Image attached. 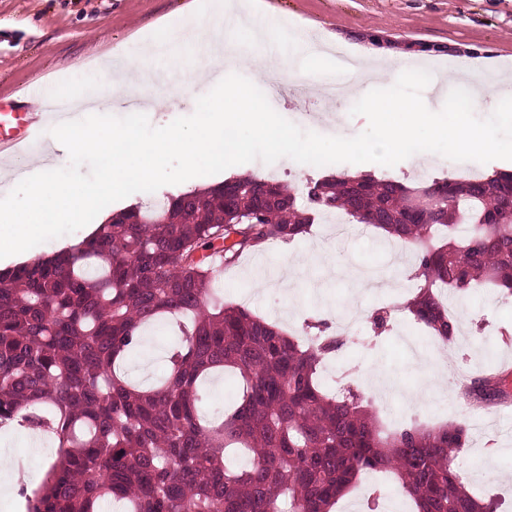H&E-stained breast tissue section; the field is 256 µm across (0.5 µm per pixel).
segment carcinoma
I'll return each instance as SVG.
<instances>
[{
  "label": "carcinoma",
  "instance_id": "cac0c4a2",
  "mask_svg": "<svg viewBox=\"0 0 512 512\" xmlns=\"http://www.w3.org/2000/svg\"><path fill=\"white\" fill-rule=\"evenodd\" d=\"M366 224L411 248L404 305L446 347L445 299L475 288L512 298V173L423 185L372 174L309 177L292 188L254 173L112 214L69 251L0 272V430L58 440L26 512H332L358 478L394 474L415 512H498L462 482L465 423L383 430L363 397L327 391L318 368L357 337L301 342L227 304L223 269L323 216ZM161 318L180 336L153 385L127 373ZM231 371L242 395L201 412L203 385ZM462 395L494 405L490 373Z\"/></svg>",
  "mask_w": 512,
  "mask_h": 512
}]
</instances>
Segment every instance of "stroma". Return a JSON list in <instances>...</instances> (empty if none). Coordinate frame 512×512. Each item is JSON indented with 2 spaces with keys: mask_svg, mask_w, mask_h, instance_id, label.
I'll list each match as a JSON object with an SVG mask.
<instances>
[{
  "mask_svg": "<svg viewBox=\"0 0 512 512\" xmlns=\"http://www.w3.org/2000/svg\"><path fill=\"white\" fill-rule=\"evenodd\" d=\"M192 0H0V101L17 112H35L39 106L30 90L53 94L58 88L71 90L80 101L89 83L106 85L100 65L123 57L137 58L166 39L177 75L195 72L197 84L185 99L166 98L164 87H156L147 116L153 126L169 124L191 115L197 97L213 84L207 68L205 40L185 36L184 12ZM265 12L274 14L277 26L263 40L239 41L235 30L226 28L223 14L211 13L207 25L223 30L224 45L245 57L240 66L250 76V60L264 58L270 48L292 52L306 38L351 56L377 61L399 60L400 72H385L373 79L370 96L389 99L408 96L417 99L444 94L447 102L436 118L451 123L462 90L457 72H473L477 80L495 81L501 72L512 73V0H262ZM273 109L301 129L332 136L336 131L354 136L368 125L366 117L351 115L352 100L335 102L310 91L304 97L309 109L295 111L287 95L260 82ZM336 114L339 125L323 119ZM89 114L126 116L123 100L101 93L97 102L82 105L75 118ZM455 163L443 156L423 153L395 166L377 163H346L313 166L282 158L273 164L255 160L242 164L245 172H257L290 184L312 175L339 171L371 172L406 182H428L453 173ZM310 254L312 260L296 273L291 291L258 287L254 270L258 266L283 268L285 250ZM376 269L394 280L389 289L359 290V268ZM401 265L389 251L387 240L372 229L351 227L337 234L335 225L320 221L309 235L290 247L274 244L247 255L232 269L224 270L217 285L224 299L254 314L279 323L292 334L299 333L305 319L318 316L329 324L339 317L357 313V333H371L370 316L383 305L403 302L415 292L410 278L401 276ZM451 312L461 332L452 348L454 363L463 374L480 373L488 364L508 370L504 385L512 393V335L501 333L512 327V301H504L492 289L454 298ZM393 328L382 334L376 347L347 348L325 365V374L337 393L354 391L376 401L379 389L394 386V398L379 407L383 422L390 427L416 423L425 427L450 422H468L470 434L460 457L462 476L468 488L480 496L494 495L502 512H512V406L501 408L498 423L481 425L487 411L459 400L447 389L435 395L411 400L421 383L412 369V355L404 339L420 341L427 352L442 346L425 328L406 313L394 314ZM0 450L26 462L25 482L36 488L42 477L48 450L30 446L25 435L11 431L0 435ZM381 489L383 502L394 512H411L412 506L399 493L398 485L382 473L362 475L358 483L339 500L335 512H366L374 489Z\"/></svg>",
  "mask_w": 512,
  "mask_h": 512,
  "instance_id": "obj_1",
  "label": "stroma"
}]
</instances>
